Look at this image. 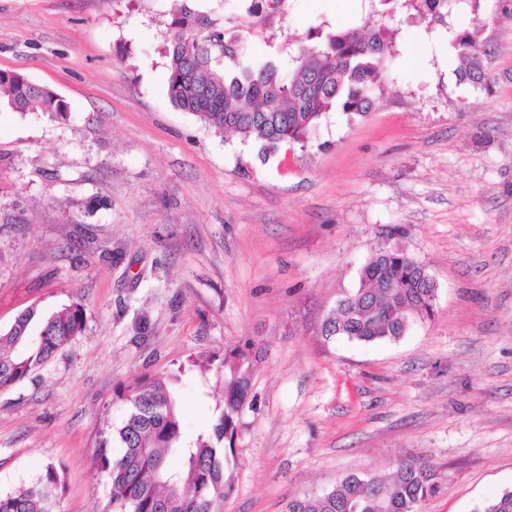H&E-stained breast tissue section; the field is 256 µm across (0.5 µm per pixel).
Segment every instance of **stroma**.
I'll list each match as a JSON object with an SVG mask.
<instances>
[{
	"instance_id": "stroma-1",
	"label": "stroma",
	"mask_w": 512,
	"mask_h": 512,
	"mask_svg": "<svg viewBox=\"0 0 512 512\" xmlns=\"http://www.w3.org/2000/svg\"><path fill=\"white\" fill-rule=\"evenodd\" d=\"M221 33L229 71L358 24L397 29L378 106L322 116L261 157L168 95L173 13ZM481 32L485 77L461 80L448 27ZM0 70L53 89L68 115L0 107V329L77 301L83 333L0 391V492L61 468L60 512H107L93 455L162 376L182 438L224 402L199 361L256 354L224 512H287L403 459L436 467L421 512H482L512 491V0L451 21L410 0H0ZM436 284V312L395 341L324 339L380 248ZM146 331H138L139 321Z\"/></svg>"
}]
</instances>
